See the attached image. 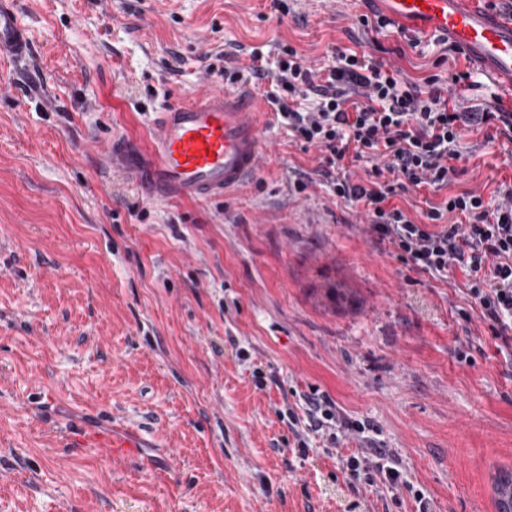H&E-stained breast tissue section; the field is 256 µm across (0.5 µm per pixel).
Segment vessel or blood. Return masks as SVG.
I'll return each mask as SVG.
<instances>
[{
  "mask_svg": "<svg viewBox=\"0 0 512 512\" xmlns=\"http://www.w3.org/2000/svg\"><path fill=\"white\" fill-rule=\"evenodd\" d=\"M398 27L425 35L443 32L488 81L512 96V19L481 0H383ZM33 44L15 0H0V57L23 61ZM253 94L211 91L160 113L152 135L113 138V167L132 176L146 199L173 203L221 197L252 178L262 154Z\"/></svg>",
  "mask_w": 512,
  "mask_h": 512,
  "instance_id": "b4317fda",
  "label": "vessel or blood"
}]
</instances>
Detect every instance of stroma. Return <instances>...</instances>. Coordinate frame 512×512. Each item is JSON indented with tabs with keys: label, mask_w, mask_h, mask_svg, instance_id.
<instances>
[{
	"label": "stroma",
	"mask_w": 512,
	"mask_h": 512,
	"mask_svg": "<svg viewBox=\"0 0 512 512\" xmlns=\"http://www.w3.org/2000/svg\"><path fill=\"white\" fill-rule=\"evenodd\" d=\"M17 0L33 40L0 58V512H495L512 468V347L457 268L431 276L331 195L254 89L252 53L315 68L370 52L405 77L466 69L436 35L364 31L378 0ZM253 88L263 158L225 197L147 200L106 163L161 107ZM451 186L394 202L415 220L448 195L492 198L512 145L465 129ZM308 187L294 193L293 183ZM366 423L399 486L351 476L362 442L289 421L313 394ZM138 429L113 457L90 440ZM496 512H512V470L499 471L493 478Z\"/></svg>",
	"instance_id": "obj_1"
}]
</instances>
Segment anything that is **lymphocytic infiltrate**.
Returning <instances> with one entry per match:
<instances>
[{"label":"lymphocytic infiltrate","instance_id":"f902f5d3","mask_svg":"<svg viewBox=\"0 0 512 512\" xmlns=\"http://www.w3.org/2000/svg\"><path fill=\"white\" fill-rule=\"evenodd\" d=\"M333 59L316 70L296 49H284L280 91L266 95L277 118L302 148L318 150V171L333 195L362 205L372 233L402 262L438 275L457 266L493 335L512 339V185L491 202L475 191L448 196L421 222L391 203L410 189H440L458 179L464 128L512 142V111L498 104L476 112L449 108L448 88L467 84V70L419 83L370 53L340 51ZM311 95L317 105L304 110L301 101ZM353 161L365 162L363 176H352ZM305 418L309 430L324 431L333 445L366 430L343 422L326 396L310 400Z\"/></svg>","mask_w":512,"mask_h":512}]
</instances>
